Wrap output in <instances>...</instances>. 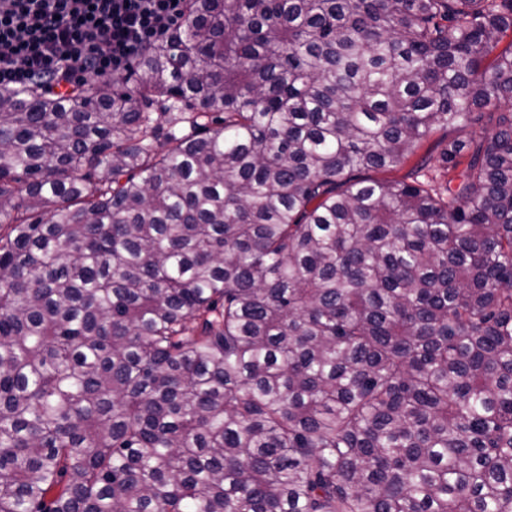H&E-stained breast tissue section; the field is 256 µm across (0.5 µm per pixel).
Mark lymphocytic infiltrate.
Segmentation results:
<instances>
[{
  "instance_id": "lymphocytic-infiltrate-1",
  "label": "lymphocytic infiltrate",
  "mask_w": 512,
  "mask_h": 512,
  "mask_svg": "<svg viewBox=\"0 0 512 512\" xmlns=\"http://www.w3.org/2000/svg\"><path fill=\"white\" fill-rule=\"evenodd\" d=\"M186 0H0V89L76 91L128 72L185 19Z\"/></svg>"
}]
</instances>
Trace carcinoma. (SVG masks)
Segmentation results:
<instances>
[{"label":"carcinoma","instance_id":"carcinoma-1","mask_svg":"<svg viewBox=\"0 0 512 512\" xmlns=\"http://www.w3.org/2000/svg\"><path fill=\"white\" fill-rule=\"evenodd\" d=\"M510 32L188 0L136 82L0 94V512H512Z\"/></svg>","mask_w":512,"mask_h":512}]
</instances>
